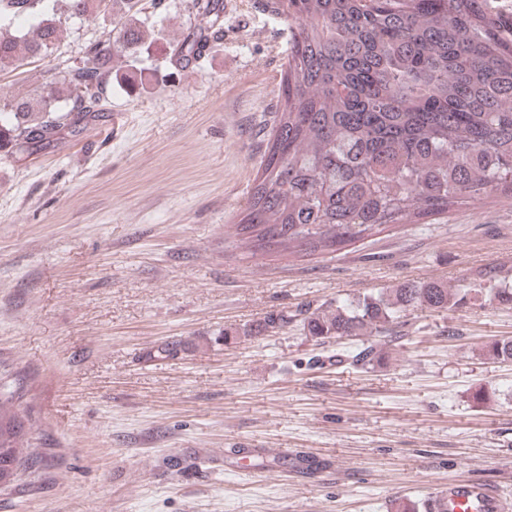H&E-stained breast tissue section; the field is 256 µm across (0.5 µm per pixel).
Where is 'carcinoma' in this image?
<instances>
[{
    "label": "carcinoma",
    "mask_w": 512,
    "mask_h": 512,
    "mask_svg": "<svg viewBox=\"0 0 512 512\" xmlns=\"http://www.w3.org/2000/svg\"><path fill=\"white\" fill-rule=\"evenodd\" d=\"M195 31L169 45L189 61L220 39L223 10L196 0ZM288 20L293 45L264 161L236 224L249 254H329L401 224H420L493 193L512 194V23L487 0H267ZM31 16L25 31L13 20ZM95 18L112 39L0 113V153L31 155L79 135L102 117L113 84L139 89L134 61L147 41L143 0H0V69L46 58L66 21ZM487 296L512 304V283L479 270L450 288L406 284L336 308L305 311L306 335L371 336L409 307L456 311ZM483 354L512 361V340ZM0 398V489L41 461L26 416Z\"/></svg>",
    "instance_id": "cac0c4a2"
}]
</instances>
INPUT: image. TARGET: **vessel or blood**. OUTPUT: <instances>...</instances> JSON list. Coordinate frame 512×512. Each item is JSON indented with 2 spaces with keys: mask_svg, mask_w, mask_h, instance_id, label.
<instances>
[{
  "mask_svg": "<svg viewBox=\"0 0 512 512\" xmlns=\"http://www.w3.org/2000/svg\"><path fill=\"white\" fill-rule=\"evenodd\" d=\"M432 512H512V493L473 479L449 481L428 498Z\"/></svg>",
  "mask_w": 512,
  "mask_h": 512,
  "instance_id": "1",
  "label": "vessel or blood"
}]
</instances>
